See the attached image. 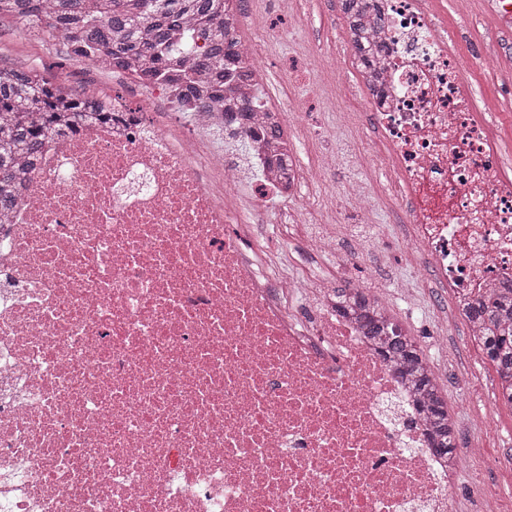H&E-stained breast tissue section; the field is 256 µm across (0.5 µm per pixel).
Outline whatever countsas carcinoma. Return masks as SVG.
<instances>
[{"label":"carcinoma","instance_id":"obj_1","mask_svg":"<svg viewBox=\"0 0 512 512\" xmlns=\"http://www.w3.org/2000/svg\"><path fill=\"white\" fill-rule=\"evenodd\" d=\"M241 0H0V18L24 21L40 38V24L53 29L52 39L73 58L99 62L105 52L108 68L143 69V81L172 84L179 90L180 110L193 118L192 99L229 93L228 123L239 127L265 107L258 96V75L242 51L238 37ZM372 0H343L359 75L377 66L390 47L370 41L384 18ZM61 114L73 122L84 102L80 94L55 85L34 69L0 67V210L15 202V188L26 161L37 154L53 131L52 119L33 113ZM359 319L367 335L378 340L386 358L400 368L423 401L432 447L454 454L455 423L441 395L431 364L415 339L403 333L395 317L382 313L367 289L358 292ZM471 319L481 326L480 348L494 365L500 397L512 406V296L502 293L476 301Z\"/></svg>","mask_w":512,"mask_h":512}]
</instances>
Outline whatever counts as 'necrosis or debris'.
<instances>
[{
  "mask_svg": "<svg viewBox=\"0 0 512 512\" xmlns=\"http://www.w3.org/2000/svg\"><path fill=\"white\" fill-rule=\"evenodd\" d=\"M428 2L377 0L368 117L401 243L467 321L512 286V172ZM171 98L56 127L0 214V512H455L408 384L331 291L287 312L313 279L259 268L235 167L155 119Z\"/></svg>",
  "mask_w": 512,
  "mask_h": 512,
  "instance_id": "obj_1",
  "label": "necrosis or debris"
}]
</instances>
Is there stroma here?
I'll use <instances>...</instances> for the list:
<instances>
[{
    "mask_svg": "<svg viewBox=\"0 0 512 512\" xmlns=\"http://www.w3.org/2000/svg\"><path fill=\"white\" fill-rule=\"evenodd\" d=\"M241 8L239 35L259 44L263 103L295 113L301 126L295 136L299 165L313 167L326 152L337 159L323 181L295 199L270 198L260 205L252 226L258 263L277 276L315 277L330 290L361 281L391 303L431 361L455 415L457 448L481 439L489 450L461 474L459 512H481L470 491L475 482L500 488L501 512H512V474L496 464L498 457L512 454V406L498 397L494 366L466 326L453 320L450 289L430 279L423 258L401 245V207L386 202V181L374 167L376 145L366 136L367 93L357 86L354 50L342 37V0H242ZM440 9V21L454 29L455 47L468 60L464 84L479 112L496 113L504 154L512 157V35L485 29V0H442ZM254 15L265 19V37L257 36L250 22ZM0 65L34 68L91 95L124 88L118 73L69 59L53 41L26 38L9 20L0 21ZM358 181L373 198L370 213L362 217L350 209V187ZM326 220L343 227L332 255L312 250L317 226Z\"/></svg>",
    "mask_w": 512,
    "mask_h": 512,
    "instance_id": "35a3bbf8",
    "label": "stroma"
}]
</instances>
